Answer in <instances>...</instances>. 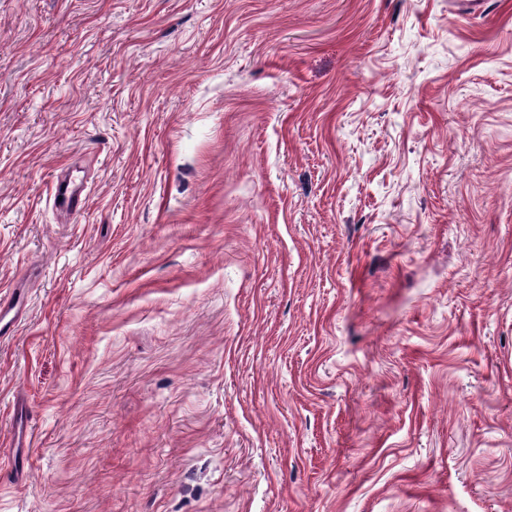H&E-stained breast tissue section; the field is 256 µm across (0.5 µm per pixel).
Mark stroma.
Returning a JSON list of instances; mask_svg holds the SVG:
<instances>
[{
  "label": "stroma",
  "mask_w": 512,
  "mask_h": 512,
  "mask_svg": "<svg viewBox=\"0 0 512 512\" xmlns=\"http://www.w3.org/2000/svg\"><path fill=\"white\" fill-rule=\"evenodd\" d=\"M4 300L0 512H512V0H0Z\"/></svg>",
  "instance_id": "obj_1"
}]
</instances>
